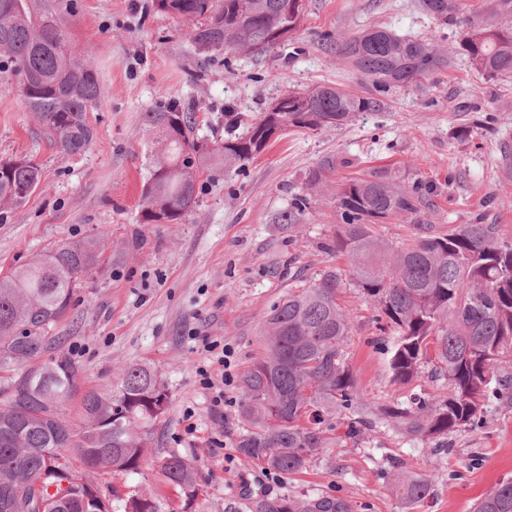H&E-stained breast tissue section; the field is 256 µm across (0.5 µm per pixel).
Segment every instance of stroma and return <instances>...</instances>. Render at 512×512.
<instances>
[{"instance_id":"1","label":"stroma","mask_w":512,"mask_h":512,"mask_svg":"<svg viewBox=\"0 0 512 512\" xmlns=\"http://www.w3.org/2000/svg\"><path fill=\"white\" fill-rule=\"evenodd\" d=\"M155 0H49L66 19L70 45L92 55L102 86L90 113L95 136L82 153L62 156L39 135L23 105L16 78L0 73V157L26 156L44 170L41 187L7 223H0V276L44 257L57 245L101 238L112 262L80 289L67 318L52 335L80 366L65 409L78 418L85 391L113 385L123 367L153 368L167 386L157 424V457L175 452L192 462L204 493L186 509L180 491L149 464L117 475L120 491L150 493L158 512H224L248 496L332 494L365 512H474L496 484L512 481V407L490 401L485 425L453 435V448L434 459L425 442L385 425L324 449L302 472L265 471L237 448L243 431L238 384L224 389L214 411L198 369L209 337L234 352L242 375L267 349V316L288 292L327 266L349 268L333 246L336 195L353 178L384 174L409 186L422 182L428 204L420 219L399 216L379 223L393 243L412 239L423 221L447 230L454 224L499 225L512 239V77L485 79L458 49L455 27L425 16L418 0H306L300 28L263 55L201 53L190 23L159 12ZM401 35H436L452 62L415 87L390 92L382 112H359L340 128H288L243 168L216 169L198 181V203L182 224L141 221V191L149 158L159 149L143 113L173 102L187 105L196 133L227 134L225 111L239 127L267 112L291 91L331 85L362 95L372 85L355 66L323 44L371 26ZM475 127L463 139L461 129ZM334 167L317 187L307 172L323 160ZM309 199L310 214L296 230L276 223L295 196ZM339 302L351 319L347 362L369 408L415 393H439L421 377L393 383L386 345L371 303L352 286ZM428 476L430 496L402 504L392 491V458Z\"/></svg>"}]
</instances>
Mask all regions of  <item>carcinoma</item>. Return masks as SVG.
<instances>
[{"instance_id":"1","label":"carcinoma","mask_w":512,"mask_h":512,"mask_svg":"<svg viewBox=\"0 0 512 512\" xmlns=\"http://www.w3.org/2000/svg\"><path fill=\"white\" fill-rule=\"evenodd\" d=\"M156 8L192 24L190 38L201 52L258 54L280 44L274 32L299 28L304 0H155ZM429 18L459 30V49L484 78L512 76V0H420ZM373 84L365 97L320 85L281 98L239 135L210 145L198 139L187 110L178 103L143 113L145 129L160 139L142 193L146 224H182L197 205L200 174L213 164L242 167L262 152L272 128H340L358 112H380L391 91L411 87L446 67L447 55L432 38L400 35L371 26L334 44ZM18 80L20 97L41 134L62 156L84 151L94 138L89 113L98 109L101 87L89 57L74 55L64 21L32 0H0V68ZM42 170L30 158L0 159V222L40 187ZM426 204L422 185L401 186L386 175L356 179L336 195L340 224L336 247L351 267L329 266L309 285L274 304L268 317L266 354L241 378L240 414L247 427L237 442L263 469L296 474L329 440L357 437L377 420L405 438L448 453V435L484 425L486 403L512 405V240L497 224H458L441 233L416 225L412 242L394 248L375 224L392 216L419 218ZM309 214L305 196L294 198L277 221L293 229ZM109 260L89 237L0 278V512L19 500L24 512H157L146 493L118 497L102 478L137 473L147 462L156 424L165 413L166 385L146 366L122 369L118 382L83 395L79 421L64 403L72 396L78 364L58 349L50 328L71 309L77 289L103 272ZM374 304L381 331L394 333L388 349L393 381L408 383L427 369L444 381L438 395L415 394L406 404L378 406L371 418L360 403L356 378L345 362L351 332L337 302L342 275ZM353 408L359 417L336 420ZM345 428L344 435L327 434ZM163 472L193 505L199 486L195 467L170 452ZM66 471L68 487L50 491L42 472L52 464ZM103 497L82 510L87 486ZM396 496L425 499L431 482L399 469ZM249 512H357L333 495L257 497ZM476 512H512V481L501 482L477 503Z\"/></svg>"}]
</instances>
